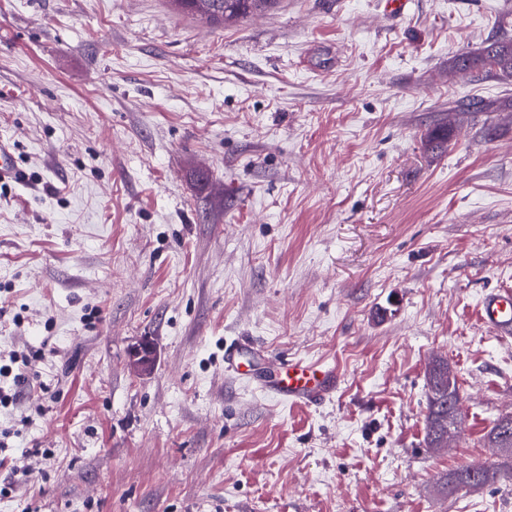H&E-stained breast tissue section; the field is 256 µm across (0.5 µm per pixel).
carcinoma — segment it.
I'll list each match as a JSON object with an SVG mask.
<instances>
[{
    "label": "carcinoma",
    "mask_w": 512,
    "mask_h": 512,
    "mask_svg": "<svg viewBox=\"0 0 512 512\" xmlns=\"http://www.w3.org/2000/svg\"><path fill=\"white\" fill-rule=\"evenodd\" d=\"M178 10L193 19L221 26L226 20L244 19L273 0H168ZM452 70H468L483 77L500 81L512 79V37L503 35L488 41L481 49L463 55L453 62ZM453 124L436 127L426 134V145L433 153L448 149ZM428 396L426 434L427 446L445 448L448 441L462 430L460 387L448 386V361L436 359L428 371ZM512 421V415L499 418L488 433V440L501 448H512V430H502V422ZM479 478L480 486L494 484L502 479H512V471L486 464H468L459 468L443 483V492L458 486L474 487L473 478Z\"/></svg>",
    "instance_id": "cac0c4a2"
}]
</instances>
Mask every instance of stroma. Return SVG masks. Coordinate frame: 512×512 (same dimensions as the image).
<instances>
[{"mask_svg":"<svg viewBox=\"0 0 512 512\" xmlns=\"http://www.w3.org/2000/svg\"><path fill=\"white\" fill-rule=\"evenodd\" d=\"M275 0L208 28L166 0H0V512H512V82L448 70L512 0ZM447 152L424 136L444 122ZM21 323H14V316ZM250 340L335 366L318 407L229 371ZM447 360L464 432L425 443ZM47 448L30 477L27 449ZM479 321L492 333L506 337L512 334V289L499 288L484 294L479 301ZM42 358V354L39 351L30 353L14 352L9 356L10 364H1L0 360V378H8L14 372V366H16L17 372L13 374V382H23L26 377L27 370L31 369L34 362L39 361ZM479 478V487L494 484L501 479H512L511 468L507 471L501 470L495 465L468 464L459 468L450 477L446 478L441 489L448 496V491L458 486L475 488L473 478Z\"/></svg>","mask_w":512,"mask_h":512,"instance_id":"stroma-1","label":"stroma"}]
</instances>
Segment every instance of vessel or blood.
Segmentation results:
<instances>
[{
	"mask_svg": "<svg viewBox=\"0 0 512 512\" xmlns=\"http://www.w3.org/2000/svg\"><path fill=\"white\" fill-rule=\"evenodd\" d=\"M479 321L492 333L512 335V289L484 294L479 301ZM254 386L286 404L318 405L336 390L339 375L334 366L302 359L268 358L264 370L252 375Z\"/></svg>",
	"mask_w": 512,
	"mask_h": 512,
	"instance_id": "1",
	"label": "vessel or blood"
}]
</instances>
